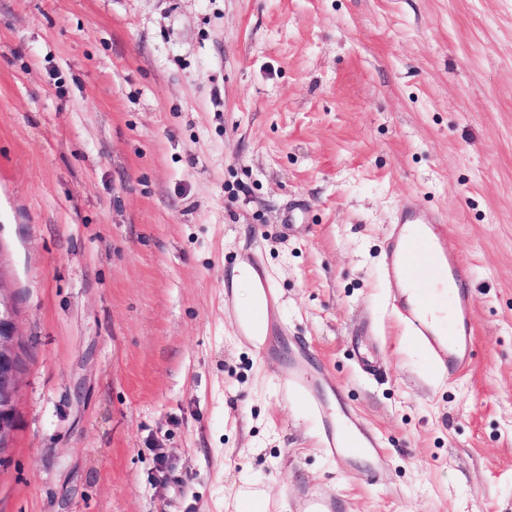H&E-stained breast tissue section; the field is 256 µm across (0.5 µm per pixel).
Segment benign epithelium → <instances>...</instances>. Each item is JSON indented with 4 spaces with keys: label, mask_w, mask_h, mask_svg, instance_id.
I'll return each mask as SVG.
<instances>
[{
    "label": "benign epithelium",
    "mask_w": 512,
    "mask_h": 512,
    "mask_svg": "<svg viewBox=\"0 0 512 512\" xmlns=\"http://www.w3.org/2000/svg\"><path fill=\"white\" fill-rule=\"evenodd\" d=\"M20 380L16 313L9 287L0 272V450L11 447L13 442Z\"/></svg>",
    "instance_id": "obj_1"
}]
</instances>
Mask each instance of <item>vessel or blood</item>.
<instances>
[{
    "label": "vessel or blood",
    "mask_w": 512,
    "mask_h": 512,
    "mask_svg": "<svg viewBox=\"0 0 512 512\" xmlns=\"http://www.w3.org/2000/svg\"><path fill=\"white\" fill-rule=\"evenodd\" d=\"M384 272L395 285L390 309L437 368L451 377L466 371L474 357L469 272L458 260L445 224L413 199L401 203L397 221L389 227ZM238 275L252 281L260 309L239 312L237 333L263 358L273 335H287L288 326L274 313L276 291L261 258L253 254L237 261L234 274L224 277L225 297H232ZM275 368L288 393L299 397L319 421L322 451L347 459L350 473L360 480L373 479L383 453L380 436L344 402L333 407L325 403V389L313 380L305 352ZM290 512H345V502L334 490L304 487L291 501Z\"/></svg>",
    "instance_id": "1"
}]
</instances>
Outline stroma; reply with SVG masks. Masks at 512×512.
Listing matches in <instances>:
<instances>
[{
    "label": "stroma",
    "mask_w": 512,
    "mask_h": 512,
    "mask_svg": "<svg viewBox=\"0 0 512 512\" xmlns=\"http://www.w3.org/2000/svg\"><path fill=\"white\" fill-rule=\"evenodd\" d=\"M409 195L472 275L458 380L387 311ZM252 252L379 433L372 481L238 339ZM0 270V512H512V0H0ZM0 270V450L10 448L17 428V396L21 380L16 313ZM299 498L290 502L291 512H345L344 499L332 489L296 488Z\"/></svg>",
    "instance_id": "35a3bbf8"
}]
</instances>
